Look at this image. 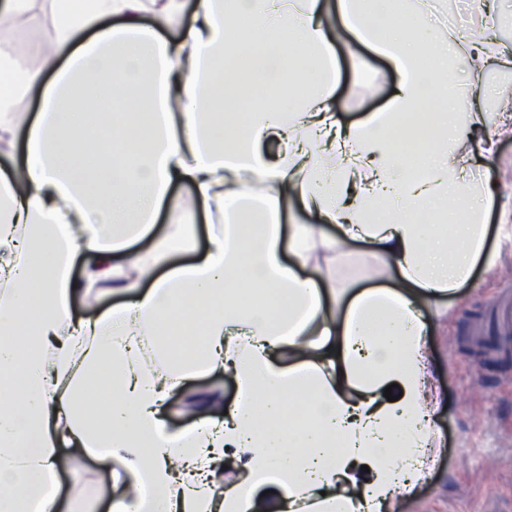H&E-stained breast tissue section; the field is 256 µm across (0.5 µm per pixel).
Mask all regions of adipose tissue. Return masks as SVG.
Masks as SVG:
<instances>
[{
	"instance_id": "obj_1",
	"label": "adipose tissue",
	"mask_w": 512,
	"mask_h": 512,
	"mask_svg": "<svg viewBox=\"0 0 512 512\" xmlns=\"http://www.w3.org/2000/svg\"><path fill=\"white\" fill-rule=\"evenodd\" d=\"M437 4L49 0L47 62L0 42V512H56L64 448L107 464L108 512H401L442 446L431 320L482 261L498 191L465 146L512 135L482 80L512 49L432 24ZM336 36L400 75L349 125ZM458 56L496 127L457 112ZM284 81L302 95L247 105ZM432 88L446 110L422 111ZM292 198L316 223L282 224ZM200 204L210 246L178 261ZM164 210L182 221L158 235ZM353 241L375 261L355 294L324 272ZM221 372L233 401L208 389L170 427L171 395Z\"/></svg>"
}]
</instances>
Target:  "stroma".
Returning a JSON list of instances; mask_svg holds the SVG:
<instances>
[{
  "instance_id": "35a3bbf8",
  "label": "stroma",
  "mask_w": 512,
  "mask_h": 512,
  "mask_svg": "<svg viewBox=\"0 0 512 512\" xmlns=\"http://www.w3.org/2000/svg\"><path fill=\"white\" fill-rule=\"evenodd\" d=\"M340 86L338 100L344 122L354 123L383 108L398 75L382 57L368 54L377 77L373 86H354L348 49L337 45ZM470 167L499 184L491 209L485 248L496 255L493 271L477 266L472 281L448 302V317L429 338L438 369L439 391L446 401L434 424L443 448L431 474L404 512H488L498 504L512 512V341L492 345L485 356L474 355L472 330L505 294H512V137L502 139L494 160L482 158L475 142H468ZM218 386L225 401L236 387L221 375L199 380L174 399L170 421L189 424L186 414L196 395Z\"/></svg>"
}]
</instances>
